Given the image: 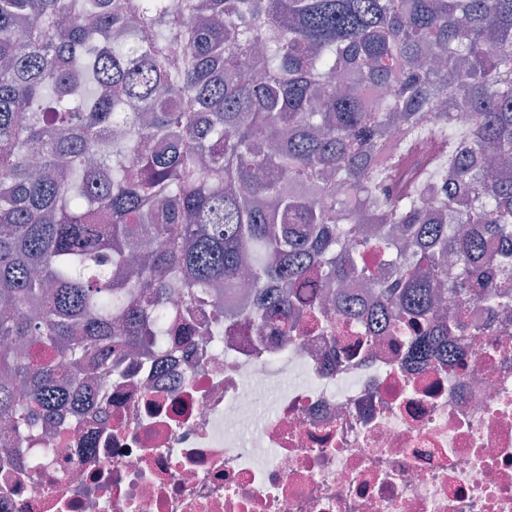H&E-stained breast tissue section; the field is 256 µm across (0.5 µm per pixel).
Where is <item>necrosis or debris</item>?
<instances>
[{"instance_id":"1","label":"necrosis or debris","mask_w":512,"mask_h":512,"mask_svg":"<svg viewBox=\"0 0 512 512\" xmlns=\"http://www.w3.org/2000/svg\"><path fill=\"white\" fill-rule=\"evenodd\" d=\"M497 334L462 370L397 334L169 337L37 468L0 457V512H512V312Z\"/></svg>"}]
</instances>
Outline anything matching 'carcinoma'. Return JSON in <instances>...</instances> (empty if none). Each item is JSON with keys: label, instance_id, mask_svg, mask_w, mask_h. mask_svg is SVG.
<instances>
[{"label": "carcinoma", "instance_id": "1", "mask_svg": "<svg viewBox=\"0 0 512 512\" xmlns=\"http://www.w3.org/2000/svg\"><path fill=\"white\" fill-rule=\"evenodd\" d=\"M244 269L259 335L347 333L348 284L458 363L512 306V0H0V431Z\"/></svg>", "mask_w": 512, "mask_h": 512}]
</instances>
